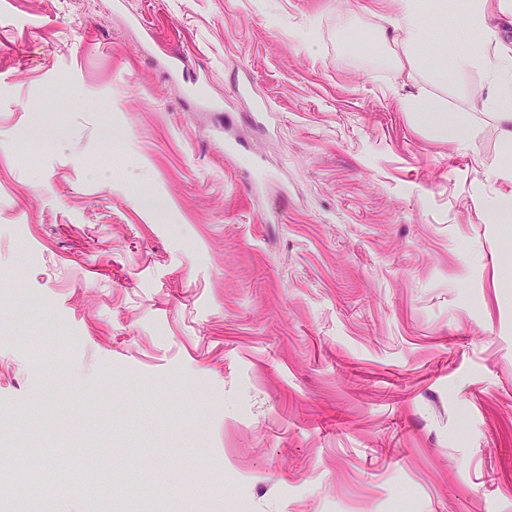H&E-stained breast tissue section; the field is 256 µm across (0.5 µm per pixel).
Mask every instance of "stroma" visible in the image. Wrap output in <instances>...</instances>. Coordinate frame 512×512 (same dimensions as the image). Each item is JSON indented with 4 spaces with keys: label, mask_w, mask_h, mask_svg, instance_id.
Here are the masks:
<instances>
[{
    "label": "stroma",
    "mask_w": 512,
    "mask_h": 512,
    "mask_svg": "<svg viewBox=\"0 0 512 512\" xmlns=\"http://www.w3.org/2000/svg\"><path fill=\"white\" fill-rule=\"evenodd\" d=\"M389 17L0 0V477L36 438L98 460L82 512H512L499 132L439 43L369 53ZM414 97L407 99V112H416L414 119L420 121L441 134L448 131L459 141L467 140L471 135V125L468 118L461 113L448 112L446 106L437 100H427L417 105Z\"/></svg>",
    "instance_id": "obj_1"
}]
</instances>
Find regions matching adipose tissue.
Segmentation results:
<instances>
[{"mask_svg":"<svg viewBox=\"0 0 512 512\" xmlns=\"http://www.w3.org/2000/svg\"><path fill=\"white\" fill-rule=\"evenodd\" d=\"M393 7V25L405 33L401 44L405 63H413L415 48L435 37L447 40L446 29L432 23L431 15L441 17L448 14L447 0H435L432 11H425L421 0H390ZM512 10V0H475L471 11L463 17L462 23L473 30L480 39L479 44L460 48L458 59L463 63L479 65L486 81L480 92L484 95L487 105L499 128L500 157L493 172L494 178L507 182L506 190L501 191L496 200L500 215L512 219V83L503 74L505 53H484L483 43L492 42L498 36L497 28L492 21L499 14ZM408 111L414 118L439 133H449L455 139L464 141L471 135L468 118L461 113L448 111L446 106L437 100L417 102L416 98H408Z\"/></svg>","mask_w":512,"mask_h":512,"instance_id":"obj_1","label":"adipose tissue"}]
</instances>
